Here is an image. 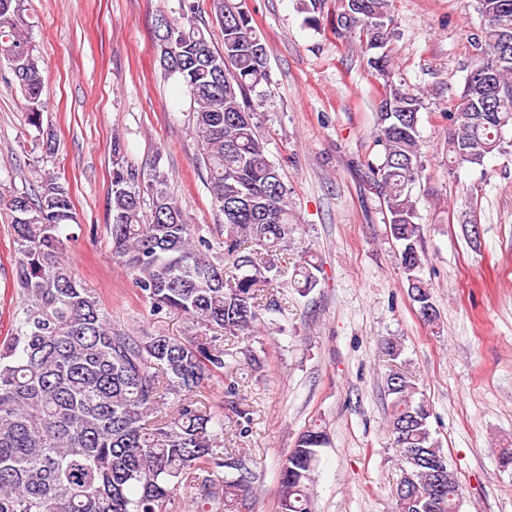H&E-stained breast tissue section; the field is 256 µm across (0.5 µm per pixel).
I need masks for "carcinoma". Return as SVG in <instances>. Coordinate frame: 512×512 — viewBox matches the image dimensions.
I'll return each mask as SVG.
<instances>
[{
	"label": "carcinoma",
	"mask_w": 512,
	"mask_h": 512,
	"mask_svg": "<svg viewBox=\"0 0 512 512\" xmlns=\"http://www.w3.org/2000/svg\"><path fill=\"white\" fill-rule=\"evenodd\" d=\"M338 25L359 31L367 66L384 78L371 165L400 243L408 295L427 323L438 320L421 276V225L411 186L423 168L418 131L423 97L392 79L382 48L391 35V0H347ZM481 24L472 33L477 64L467 73L455 111L445 113L448 169L478 167L497 152L512 155V0H477ZM183 23L161 15L154 38L160 63L193 101L207 181L224 213L219 242L200 235L168 191L167 174L148 177L151 214L144 219L136 191L140 173L113 145L109 223L112 257L127 266L151 310H175L189 320L181 336L133 335L112 325L96 294L65 259L63 236L79 223L69 188L41 174L31 197L6 202L19 257L13 273L19 312L0 341V512H176L183 489L190 512H232L250 489L246 456L224 447V411L235 433L250 431L240 386L224 337L253 336L274 310L281 268L277 252L290 247L295 218L288 191L268 158L252 93L268 80L267 52L248 12L220 7L223 46L212 48L193 0H183ZM26 0H0V56L26 101V124L45 155L56 148L43 126L46 81L27 32ZM319 266L304 260L291 280L303 294L318 284ZM225 376L224 406L201 390ZM393 395L388 432L404 463L400 480L429 501L436 471L443 490L427 512H458L460 487L429 426L426 400L405 372L390 371ZM326 433L306 430L278 473V512H310L308 486Z\"/></svg>",
	"instance_id": "cac0c4a2"
}]
</instances>
